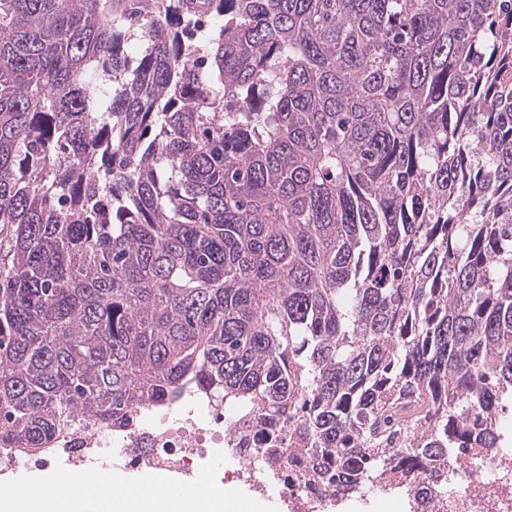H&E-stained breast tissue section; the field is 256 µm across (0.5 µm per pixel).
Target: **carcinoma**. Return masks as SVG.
<instances>
[{
  "instance_id": "carcinoma-1",
  "label": "carcinoma",
  "mask_w": 512,
  "mask_h": 512,
  "mask_svg": "<svg viewBox=\"0 0 512 512\" xmlns=\"http://www.w3.org/2000/svg\"><path fill=\"white\" fill-rule=\"evenodd\" d=\"M188 386L338 500L498 454L512 0H0V448Z\"/></svg>"
}]
</instances>
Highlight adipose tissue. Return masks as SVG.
<instances>
[{
    "mask_svg": "<svg viewBox=\"0 0 512 512\" xmlns=\"http://www.w3.org/2000/svg\"><path fill=\"white\" fill-rule=\"evenodd\" d=\"M123 483L119 476L106 482L88 474L52 481L31 495L6 488L0 490V512H226L229 506L226 493L214 487L176 492L160 479L139 483L132 495L111 494V486Z\"/></svg>",
    "mask_w": 512,
    "mask_h": 512,
    "instance_id": "1",
    "label": "adipose tissue"
}]
</instances>
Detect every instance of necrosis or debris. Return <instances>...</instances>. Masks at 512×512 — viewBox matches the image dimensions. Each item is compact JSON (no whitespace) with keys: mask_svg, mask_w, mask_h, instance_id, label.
Here are the masks:
<instances>
[{"mask_svg":"<svg viewBox=\"0 0 512 512\" xmlns=\"http://www.w3.org/2000/svg\"><path fill=\"white\" fill-rule=\"evenodd\" d=\"M267 432V425L244 422L210 396L189 389L176 403L161 400L135 411L124 427L76 416L68 433L40 454L0 449V473L22 466L41 469L61 460L69 475L87 473L97 463L189 477L208 461L224 459L228 482L245 481L262 494L278 490L289 512H334L333 494L299 482L304 457H283L277 470L269 471L256 453ZM452 475L447 486L436 474L423 472L412 485L410 512H512V456L468 459Z\"/></svg>","mask_w":512,"mask_h":512,"instance_id":"necrosis-or-debris-1","label":"necrosis or debris"}]
</instances>
